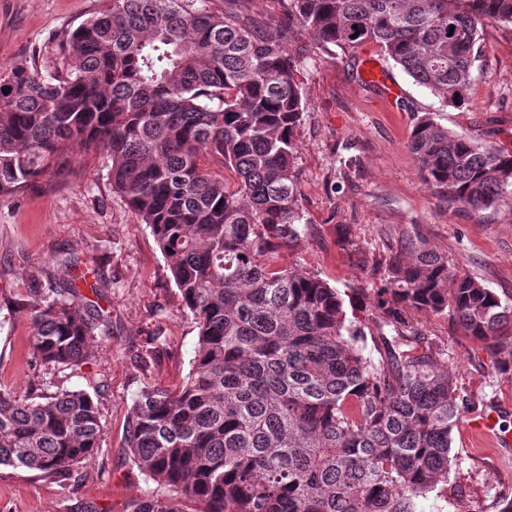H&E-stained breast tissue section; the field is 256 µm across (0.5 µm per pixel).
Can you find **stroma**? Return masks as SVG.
I'll return each instance as SVG.
<instances>
[{"mask_svg":"<svg viewBox=\"0 0 512 512\" xmlns=\"http://www.w3.org/2000/svg\"><path fill=\"white\" fill-rule=\"evenodd\" d=\"M106 0H0V68L26 64L63 75L71 33ZM482 60L473 70L471 104L441 106L390 59H382L400 91L378 103L353 75L341 50L312 56L303 67L307 108L297 131L299 205L307 236L275 255L279 267L318 275L338 288L347 311L368 328L378 320L374 262L423 242L499 296L512 298V202L477 213L449 208L423 180L408 149L418 116L432 113L448 130L512 154V25L481 33ZM62 182L47 176L14 196L0 197V388L38 398L47 374L31 362L28 302L37 286L65 282L64 252L76 248L82 270L100 278L97 298L107 319L96 332L93 358L79 374L56 380L97 398L104 430L93 458L59 483L0 466V512H128L152 484L125 446L128 410L145 384L171 388L191 368L198 329L184 307L149 228L114 193L105 160L88 151ZM418 348L452 374L479 408L499 407L497 428L512 434V376L497 371L485 343L461 335L446 317L415 314ZM453 432L455 463L449 505L435 494L422 512H497L512 497V449L470 424Z\"/></svg>","mask_w":512,"mask_h":512,"instance_id":"obj_1","label":"stroma"}]
</instances>
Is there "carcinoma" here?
<instances>
[{
  "mask_svg": "<svg viewBox=\"0 0 512 512\" xmlns=\"http://www.w3.org/2000/svg\"><path fill=\"white\" fill-rule=\"evenodd\" d=\"M110 0L72 32L71 67L0 70V196L68 178L77 151L108 178L162 252L198 326L192 368L135 396L125 444L155 487L129 512H419L447 484L452 433L471 402L429 350L414 311L444 315L485 342L512 375V302L448 266L426 244L386 262L374 289L386 351L364 354V325L316 275L273 263L307 235L298 201L301 69L333 47L356 68L375 44L444 104L470 102L480 32L512 24V0ZM409 149L448 207L512 199V155L448 131L431 114ZM237 177L231 189L204 165ZM34 291L29 342L50 372L91 361L100 307L80 280ZM101 413L84 390L35 401L0 391V466L63 480L100 447Z\"/></svg>",
  "mask_w": 512,
  "mask_h": 512,
  "instance_id": "carcinoma-1",
  "label": "carcinoma"
}]
</instances>
